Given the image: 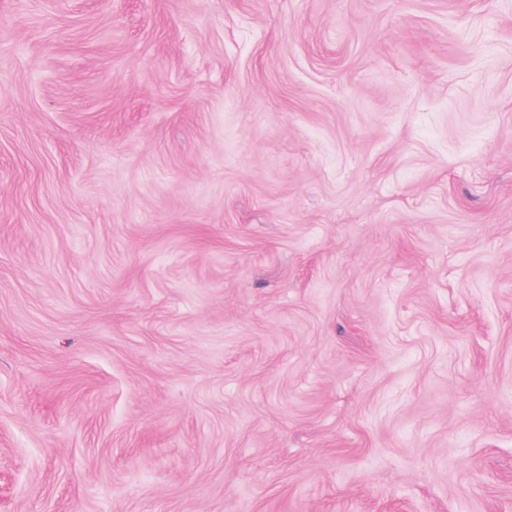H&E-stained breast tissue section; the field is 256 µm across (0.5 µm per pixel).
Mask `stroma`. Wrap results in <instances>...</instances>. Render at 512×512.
I'll return each instance as SVG.
<instances>
[{"label":"stroma","mask_w":512,"mask_h":512,"mask_svg":"<svg viewBox=\"0 0 512 512\" xmlns=\"http://www.w3.org/2000/svg\"><path fill=\"white\" fill-rule=\"evenodd\" d=\"M0 512H512V0H0Z\"/></svg>","instance_id":"obj_1"}]
</instances>
